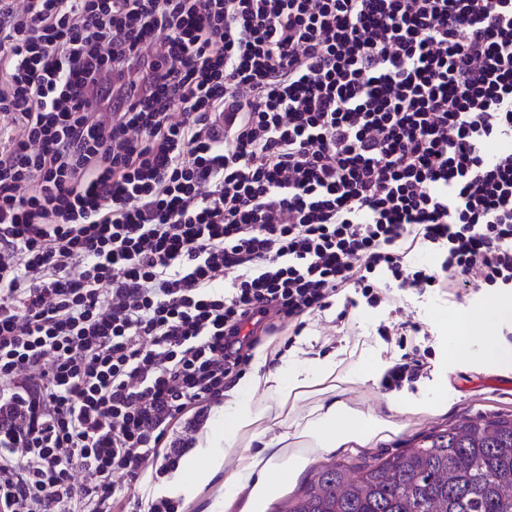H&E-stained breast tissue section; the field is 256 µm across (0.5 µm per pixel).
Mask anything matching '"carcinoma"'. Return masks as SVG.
<instances>
[{
  "label": "carcinoma",
  "mask_w": 512,
  "mask_h": 512,
  "mask_svg": "<svg viewBox=\"0 0 512 512\" xmlns=\"http://www.w3.org/2000/svg\"><path fill=\"white\" fill-rule=\"evenodd\" d=\"M290 512H512V417L450 426L393 459L324 468Z\"/></svg>",
  "instance_id": "1"
}]
</instances>
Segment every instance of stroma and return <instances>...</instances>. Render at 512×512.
<instances>
[{
	"label": "stroma",
	"instance_id": "35a3bbf8",
	"mask_svg": "<svg viewBox=\"0 0 512 512\" xmlns=\"http://www.w3.org/2000/svg\"><path fill=\"white\" fill-rule=\"evenodd\" d=\"M511 296L510 285L383 288L374 304L361 298L350 307L345 295H337L330 307L304 316L299 326L267 320L252 338L251 361L241 378L249 386L250 406L265 411L266 419L225 449L222 470L195 498L183 495L191 479L184 464L159 484L145 478L124 485V493L133 499L155 492L173 496L182 499L185 512H253L252 489L259 473L275 476L287 467L290 475L261 512H289L324 467L389 459L448 426L512 415V372L488 366L476 354L457 358L448 352V322L457 312L476 311ZM404 323L415 331L403 340L399 333ZM409 346L418 348L424 363L420 377L401 388L384 389V373ZM279 365L299 382L285 402L273 383L254 382ZM408 401L413 411L399 412V405ZM335 402L390 420L395 427L335 448L301 444L297 432Z\"/></svg>",
	"mask_w": 512,
	"mask_h": 512
}]
</instances>
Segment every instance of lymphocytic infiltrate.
I'll list each match as a JSON object with an SVG mask.
<instances>
[{
  "label": "lymphocytic infiltrate",
  "instance_id": "lymphocytic-infiltrate-1",
  "mask_svg": "<svg viewBox=\"0 0 512 512\" xmlns=\"http://www.w3.org/2000/svg\"><path fill=\"white\" fill-rule=\"evenodd\" d=\"M0 113V512L176 470L267 316L512 284V0H0Z\"/></svg>",
  "mask_w": 512,
  "mask_h": 512
}]
</instances>
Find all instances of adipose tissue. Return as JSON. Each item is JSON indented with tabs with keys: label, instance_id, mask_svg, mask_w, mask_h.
I'll list each match as a JSON object with an SVG mask.
<instances>
[{
	"label": "adipose tissue",
	"instance_id": "1",
	"mask_svg": "<svg viewBox=\"0 0 512 512\" xmlns=\"http://www.w3.org/2000/svg\"><path fill=\"white\" fill-rule=\"evenodd\" d=\"M512 320V299L503 300L482 309L478 317L459 315L448 324V350L454 356H469L473 336L485 334L500 322ZM218 424L200 441L188 467L194 480L186 488L197 495L210 483L224 464L223 446L233 445L243 433L254 428L262 419L261 413L247 405L242 392H235L227 404L217 409ZM389 423L378 417H364L347 405L336 403L310 423L304 431L314 446L332 448L364 435L388 429Z\"/></svg>",
	"mask_w": 512,
	"mask_h": 512
}]
</instances>
